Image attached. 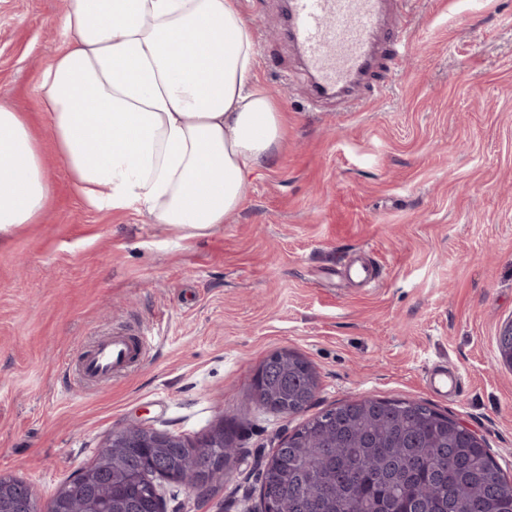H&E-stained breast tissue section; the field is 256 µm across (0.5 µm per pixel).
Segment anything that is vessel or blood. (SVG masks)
I'll list each match as a JSON object with an SVG mask.
<instances>
[{"mask_svg": "<svg viewBox=\"0 0 512 512\" xmlns=\"http://www.w3.org/2000/svg\"><path fill=\"white\" fill-rule=\"evenodd\" d=\"M381 26L382 0H290L287 35L315 79L313 101L335 96L369 68ZM154 339L150 329L112 332L84 354L77 375L88 383L122 374Z\"/></svg>", "mask_w": 512, "mask_h": 512, "instance_id": "1", "label": "vessel or blood"}]
</instances>
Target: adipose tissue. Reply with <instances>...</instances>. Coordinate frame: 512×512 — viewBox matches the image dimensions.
<instances>
[{
	"instance_id": "1",
	"label": "adipose tissue",
	"mask_w": 512,
	"mask_h": 512,
	"mask_svg": "<svg viewBox=\"0 0 512 512\" xmlns=\"http://www.w3.org/2000/svg\"><path fill=\"white\" fill-rule=\"evenodd\" d=\"M62 27L37 93L86 204L189 231L223 223L284 129L237 0H68ZM53 195L40 139L0 107V240L42 223Z\"/></svg>"
}]
</instances>
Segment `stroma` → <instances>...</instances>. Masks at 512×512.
I'll list each match as a JSON object with an SVG mask.
<instances>
[{
	"mask_svg": "<svg viewBox=\"0 0 512 512\" xmlns=\"http://www.w3.org/2000/svg\"><path fill=\"white\" fill-rule=\"evenodd\" d=\"M256 83L286 114L274 162L226 222L187 235L135 212L87 208L48 140L37 78L64 46V0H0V105L27 113L55 186L44 220L0 241V476L39 512L130 422L193 440L235 433L236 479L167 499L168 512H254L257 460L344 401H422L467 425L512 478V0H389L409 25L400 67L381 42L351 96L311 103L282 0H239ZM367 263L371 281L349 278ZM148 326L152 349L117 380L80 385L82 351ZM316 370L304 412L256 404L263 360ZM446 364L463 383H425Z\"/></svg>",
	"mask_w": 512,
	"mask_h": 512,
	"instance_id": "obj_1",
	"label": "stroma"
}]
</instances>
